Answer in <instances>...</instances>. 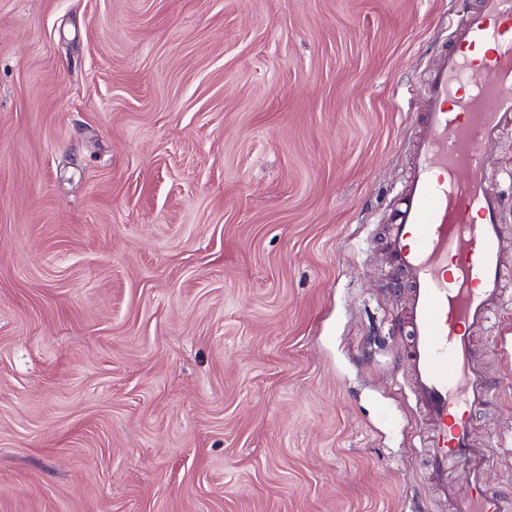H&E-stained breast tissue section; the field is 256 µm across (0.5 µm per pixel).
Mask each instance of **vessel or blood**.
I'll use <instances>...</instances> for the list:
<instances>
[{
  "mask_svg": "<svg viewBox=\"0 0 512 512\" xmlns=\"http://www.w3.org/2000/svg\"><path fill=\"white\" fill-rule=\"evenodd\" d=\"M448 46L422 96V134L390 211L388 250L407 281L404 367L424 417L429 478L449 512H512L488 484L490 449L469 413L488 390L473 352L504 292L512 245L499 187L483 176L486 144L512 129V0H479L448 20ZM467 469L469 488L453 476Z\"/></svg>",
  "mask_w": 512,
  "mask_h": 512,
  "instance_id": "b4317fda",
  "label": "vessel or blood"
}]
</instances>
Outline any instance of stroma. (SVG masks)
Wrapping results in <instances>:
<instances>
[{
	"mask_svg": "<svg viewBox=\"0 0 512 512\" xmlns=\"http://www.w3.org/2000/svg\"><path fill=\"white\" fill-rule=\"evenodd\" d=\"M454 11L0 0V512H448L385 217ZM474 344L512 495V289Z\"/></svg>",
	"mask_w": 512,
	"mask_h": 512,
	"instance_id": "obj_1",
	"label": "stroma"
}]
</instances>
